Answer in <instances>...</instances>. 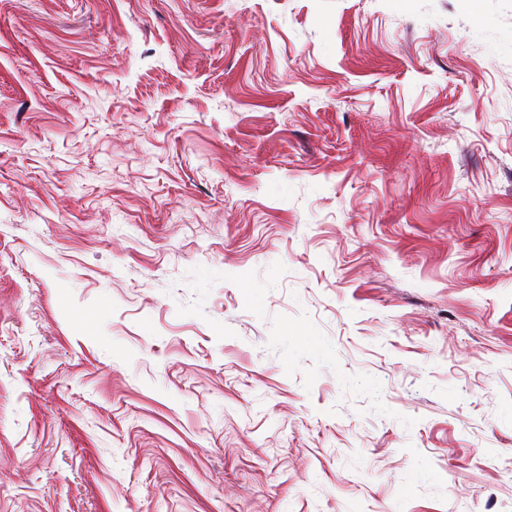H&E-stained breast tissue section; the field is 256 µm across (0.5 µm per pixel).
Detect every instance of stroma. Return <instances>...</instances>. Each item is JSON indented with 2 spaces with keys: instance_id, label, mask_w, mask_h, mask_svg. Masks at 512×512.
Segmentation results:
<instances>
[{
  "instance_id": "stroma-1",
  "label": "stroma",
  "mask_w": 512,
  "mask_h": 512,
  "mask_svg": "<svg viewBox=\"0 0 512 512\" xmlns=\"http://www.w3.org/2000/svg\"><path fill=\"white\" fill-rule=\"evenodd\" d=\"M0 512H512V0H0Z\"/></svg>"
}]
</instances>
